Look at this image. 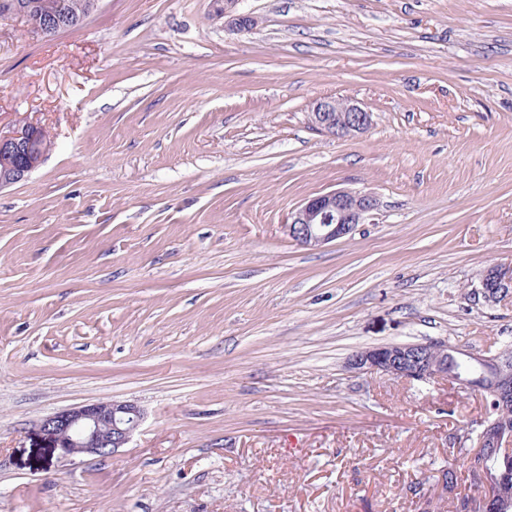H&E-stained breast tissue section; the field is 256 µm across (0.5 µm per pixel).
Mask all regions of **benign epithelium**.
<instances>
[{
  "label": "benign epithelium",
  "instance_id": "benign-epithelium-1",
  "mask_svg": "<svg viewBox=\"0 0 512 512\" xmlns=\"http://www.w3.org/2000/svg\"><path fill=\"white\" fill-rule=\"evenodd\" d=\"M238 0H224L225 26L236 32L252 29L257 20L236 12ZM74 24L70 15L38 13L30 22L42 35H53ZM311 126L333 137H349L365 132L372 113L348 98H324L309 112ZM52 142L44 128L29 122L18 123L10 132L0 133V190L26 180L41 165ZM377 198L367 192L337 189L301 203L285 224L288 236L298 244L321 248L352 235L359 224L374 216ZM512 295V264L489 266L469 291L476 305H491ZM467 356L470 366L484 369L489 376L487 391L501 403L512 400V375L499 355L485 356L454 347L445 340L388 344L362 351L351 366L376 371L408 382L442 380L460 389H471L468 374L448 368V359ZM144 419L143 410L131 401H100L53 413L41 422L53 446L66 455L106 457L125 447ZM512 461V433L495 424L484 425L477 444L468 452L474 465L475 489L459 496L461 512H512V492L500 462Z\"/></svg>",
  "mask_w": 512,
  "mask_h": 512
}]
</instances>
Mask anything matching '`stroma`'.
I'll return each mask as SVG.
<instances>
[{
    "label": "stroma",
    "mask_w": 512,
    "mask_h": 512,
    "mask_svg": "<svg viewBox=\"0 0 512 512\" xmlns=\"http://www.w3.org/2000/svg\"><path fill=\"white\" fill-rule=\"evenodd\" d=\"M101 0L44 37L0 17V130L54 141L0 190V512H448L480 395L350 369L358 351L512 345V0ZM351 98L370 129H312ZM379 208L319 249L289 212ZM133 401L108 457L46 416ZM239 0H224V11L225 26L236 32H244L252 29L256 24L257 20L247 14H239L236 12V5ZM311 126L333 137H349L365 132L372 124V113L348 98H324L309 112ZM377 198L372 193L337 189L301 203L285 224L288 236L298 244L321 248L351 236L357 224L374 216ZM495 286L492 288L491 284ZM512 295V264L495 263L489 266L477 284L469 291L475 305H491Z\"/></svg>",
    "instance_id": "obj_1"
}]
</instances>
